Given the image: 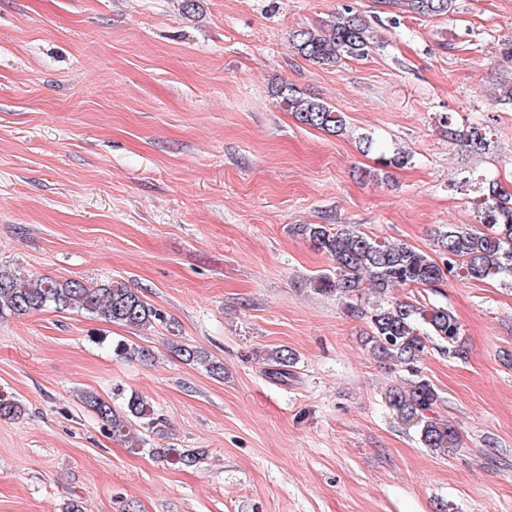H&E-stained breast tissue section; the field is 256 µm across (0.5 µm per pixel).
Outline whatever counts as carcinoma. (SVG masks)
<instances>
[{"label": "carcinoma", "mask_w": 512, "mask_h": 512, "mask_svg": "<svg viewBox=\"0 0 512 512\" xmlns=\"http://www.w3.org/2000/svg\"><path fill=\"white\" fill-rule=\"evenodd\" d=\"M377 2L423 17L446 15L453 11L454 4V0ZM291 41L301 58L321 65L364 58L372 48L369 20L351 6L335 13L319 27L294 31ZM273 96L303 125L332 133L342 131L345 126L343 113L304 93L292 82L285 80L276 85ZM443 127L451 141H462L477 152L488 147L486 138L476 127L463 132L454 128L448 118L443 120ZM410 159V154L404 150L382 147L378 164L387 169L403 166ZM477 193L482 227L448 226L437 238L443 255L440 263L406 243L373 239L348 225L334 229L325 224L294 227L296 234L326 252L335 263L334 270L314 278V288L344 299L351 316L369 319L370 342L383 358L411 368L432 341L446 346L448 354L456 358L467 354L460 324L451 310L419 301L390 302L386 300L390 288L396 285L433 288L450 273L478 281L512 279V193L487 178L478 182ZM366 287L375 294V303L370 306L362 302ZM47 309L59 313L83 312L106 323L141 330L152 327L157 321H165L163 313L146 301L142 292L122 281L86 285L76 280L59 281L48 277L23 279L0 270L1 318ZM116 349L130 359L148 361L153 357L150 349L140 345L119 343ZM169 349L188 364H203L214 375L224 373V363L201 347L172 339ZM269 360L273 364L271 375L281 382L288 381L295 354L286 348L275 349L269 353ZM438 400L436 389L424 378L389 392L390 405L401 418L415 421L422 443L446 454L456 446L457 432L449 422L436 418ZM82 401L110 427L112 435L123 440L128 438L134 421L153 434L160 432V420L155 417L153 406L137 393L130 394L122 413L113 410L108 401L93 392L83 394ZM22 411L23 406L16 399L0 395V418L16 419ZM204 455L202 448L172 446L160 451L165 461L185 468L197 466Z\"/></svg>", "instance_id": "cac0c4a2"}]
</instances>
